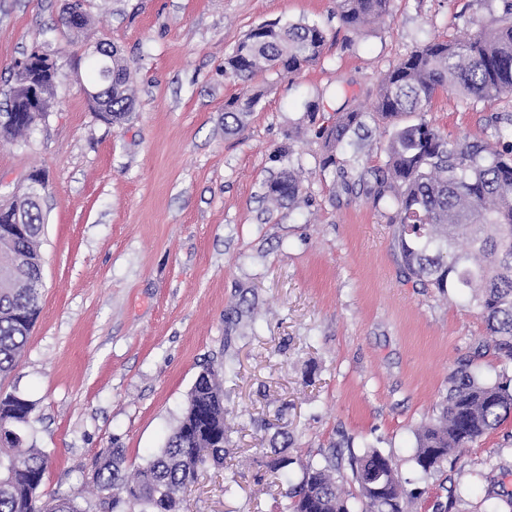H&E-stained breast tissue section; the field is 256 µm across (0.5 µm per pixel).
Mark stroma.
<instances>
[{
	"mask_svg": "<svg viewBox=\"0 0 512 512\" xmlns=\"http://www.w3.org/2000/svg\"><path fill=\"white\" fill-rule=\"evenodd\" d=\"M64 0H0V106L14 63L57 51V97L45 122L0 142V196L45 176L42 311L0 392L34 404L50 457L41 487L95 497L94 463L124 451L134 471L162 448L204 366L224 373L223 466H200L185 512H280L288 485L329 450L391 455L408 512H512V417L426 475L415 432L435 413L459 363L512 385L476 309L409 279L387 205L345 192L322 167L319 128L370 111L390 65L434 38L461 36L473 0H393L356 35L336 0H86L91 23L59 26ZM324 26L318 63L263 73L246 127L224 133L242 84L224 56L255 26ZM116 45L133 110L111 124L85 93L90 45ZM315 123L293 139L303 105ZM424 118L449 137L489 138L512 100L475 106L442 92ZM390 127L369 122L349 165L386 162ZM291 147L302 200L264 197L278 150ZM287 464L274 469L276 448Z\"/></svg>",
	"mask_w": 512,
	"mask_h": 512,
	"instance_id": "stroma-1",
	"label": "stroma"
}]
</instances>
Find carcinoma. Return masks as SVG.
Segmentation results:
<instances>
[{"mask_svg":"<svg viewBox=\"0 0 512 512\" xmlns=\"http://www.w3.org/2000/svg\"><path fill=\"white\" fill-rule=\"evenodd\" d=\"M501 11L475 21L464 39H433L416 46L380 80L373 111L343 112L322 132V167L337 164L338 149L353 145L369 119L392 126L387 161L370 171L366 193L374 205L389 199V223L408 275L423 286L450 290L476 308L494 349L512 361V129L494 127L498 148L482 140L450 138L427 121L410 117L428 111L441 91L455 92L472 104L512 97V0ZM391 0H336V16L357 35L389 13ZM82 9L66 25L78 34L89 23L84 0H70L64 13ZM326 31L317 24L262 23L251 29L224 59V77L246 84L259 72L295 74L322 56ZM112 67V92L104 119L120 124L132 110L129 73L117 47L112 59L95 57L91 82L106 87ZM13 121L0 125V137L32 129L24 102V79L15 76L11 90ZM246 90L224 108V131L242 129L261 100ZM293 163L265 183V197L283 205L301 197ZM44 226L41 207L32 203L22 224L13 205H0V240L12 247L0 252V267L22 258L9 284L0 285V377L11 373L41 313V255ZM448 392L435 418L416 433L413 461L432 474L459 449L492 432L512 416V387L482 380L465 363L448 378ZM33 403L18 393L0 394V512H184L183 490L196 478V466L224 465V390L219 371L207 366L198 374L186 407L166 444L129 477L120 448L96 464L99 496L69 493L43 498L41 487L49 457L30 439ZM310 463L302 479L287 489L283 512H350L336 485V453ZM362 512H403L405 489L392 458L370 450L351 464Z\"/></svg>","mask_w":512,"mask_h":512,"instance_id":"cac0c4a2","label":"carcinoma"}]
</instances>
